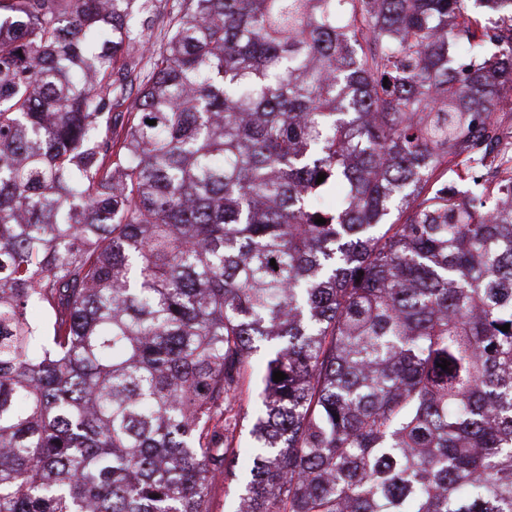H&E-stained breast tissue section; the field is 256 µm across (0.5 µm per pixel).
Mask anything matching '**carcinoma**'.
Returning <instances> with one entry per match:
<instances>
[{"mask_svg": "<svg viewBox=\"0 0 512 512\" xmlns=\"http://www.w3.org/2000/svg\"><path fill=\"white\" fill-rule=\"evenodd\" d=\"M156 2L0 0V512H212L263 347L238 512H512V0Z\"/></svg>", "mask_w": 512, "mask_h": 512, "instance_id": "obj_1", "label": "carcinoma"}]
</instances>
